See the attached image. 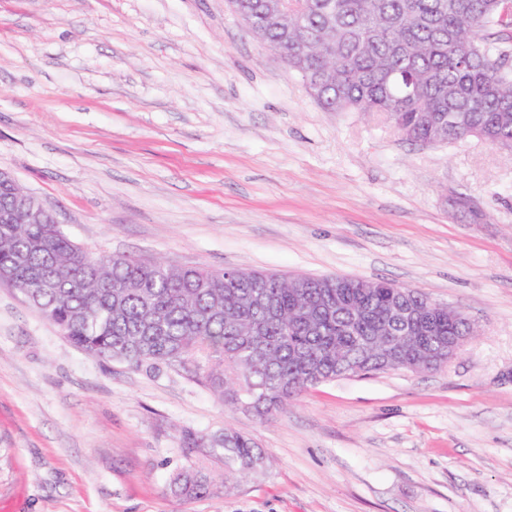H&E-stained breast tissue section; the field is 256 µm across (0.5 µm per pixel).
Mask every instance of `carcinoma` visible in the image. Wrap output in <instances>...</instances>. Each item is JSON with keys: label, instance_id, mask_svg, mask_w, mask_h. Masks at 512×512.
I'll list each match as a JSON object with an SVG mask.
<instances>
[{"label": "carcinoma", "instance_id": "carcinoma-1", "mask_svg": "<svg viewBox=\"0 0 512 512\" xmlns=\"http://www.w3.org/2000/svg\"><path fill=\"white\" fill-rule=\"evenodd\" d=\"M257 0H229L249 31L302 77L328 112H383L405 139L452 143L481 136L512 145V74L505 49L485 31L512 28L503 0H302L269 23ZM0 270L30 306L77 349L135 370L180 369L222 401L261 420L308 389L341 378L403 369L473 335L461 311L415 288L353 281L214 271L75 245L57 224L0 221ZM397 306L424 312L414 327ZM187 464L170 479L184 499L228 491L266 465L256 440L231 428L188 430ZM220 463V479L206 462Z\"/></svg>", "mask_w": 512, "mask_h": 512}]
</instances>
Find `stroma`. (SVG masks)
Wrapping results in <instances>:
<instances>
[{
	"instance_id": "1",
	"label": "stroma",
	"mask_w": 512,
	"mask_h": 512,
	"mask_svg": "<svg viewBox=\"0 0 512 512\" xmlns=\"http://www.w3.org/2000/svg\"><path fill=\"white\" fill-rule=\"evenodd\" d=\"M0 168L85 249L383 279L476 330L261 421L83 353L2 284L0 512H512V151L323 110L227 0H0ZM227 426L265 471L172 494L182 430Z\"/></svg>"
}]
</instances>
